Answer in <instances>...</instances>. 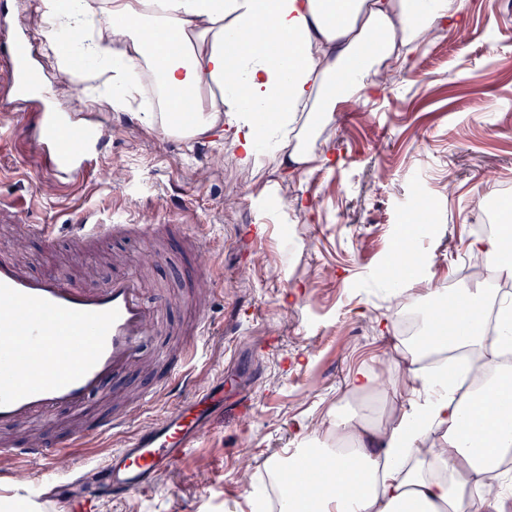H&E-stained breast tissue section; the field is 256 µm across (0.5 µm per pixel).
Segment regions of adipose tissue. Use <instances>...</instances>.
Here are the masks:
<instances>
[{"label":"adipose tissue","mask_w":512,"mask_h":512,"mask_svg":"<svg viewBox=\"0 0 512 512\" xmlns=\"http://www.w3.org/2000/svg\"><path fill=\"white\" fill-rule=\"evenodd\" d=\"M41 37L57 48V65L79 76L115 60L113 107L139 69L156 73L160 109L146 113L153 130L199 140L230 133L242 173L263 162L277 167L331 165L308 146L314 121L334 122L339 104L369 97L384 61H403L439 31L465 23L462 0H38ZM279 43L259 37L256 24ZM236 42V56L225 50ZM224 88L207 107L181 116L182 98ZM280 101L266 120L267 102ZM488 289L451 293L450 310L426 315L419 350L396 337L393 360L402 382L392 389L393 413L383 424L367 411L331 417L306 428L309 445L287 462L272 458L280 486L278 512H512L500 458L512 452V366L486 356L482 381L467 394L423 358L482 351Z\"/></svg>","instance_id":"1"}]
</instances>
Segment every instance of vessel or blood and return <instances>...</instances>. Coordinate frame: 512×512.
<instances>
[{"mask_svg":"<svg viewBox=\"0 0 512 512\" xmlns=\"http://www.w3.org/2000/svg\"><path fill=\"white\" fill-rule=\"evenodd\" d=\"M11 48L9 84L24 95L39 82L31 62L27 33L0 31V45ZM71 153L53 151L55 168L76 173L91 165L96 139L83 127L70 132ZM140 225L91 224L79 219L67 237L75 255L115 234L140 232ZM161 302H149L136 276L113 279L102 288L78 287L71 278L37 276L22 261L0 255V433L39 422L44 437L0 440V459L36 475L60 474V462L93 442L123 436L105 464L72 473L77 490L55 495L54 512H100L104 499L123 500L154 489L205 434L211 417L224 410L223 385L199 386L190 377L194 350L168 366L165 383L149 388L145 399L178 394L157 422L137 424L139 408L86 417L89 399L107 392L127 374L157 336ZM78 416L79 424L50 436L59 413Z\"/></svg>","mask_w":512,"mask_h":512,"instance_id":"obj_1","label":"vessel or blood"}]
</instances>
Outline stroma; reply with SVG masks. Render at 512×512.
Listing matches in <instances>:
<instances>
[{
	"label": "stroma",
	"mask_w": 512,
	"mask_h": 512,
	"mask_svg": "<svg viewBox=\"0 0 512 512\" xmlns=\"http://www.w3.org/2000/svg\"><path fill=\"white\" fill-rule=\"evenodd\" d=\"M471 39L437 33L408 54L397 81L378 95L352 99L349 111L318 139L332 168L308 173L265 167L255 180L238 172L228 136L199 141L148 128L143 113L114 108L108 89L79 84L56 65V51L38 42L40 87L55 113L100 128L109 143L80 176H58L34 145L35 108L12 102L0 83V195L26 206L20 219L0 220V243L24 244L37 274L64 272L80 286L101 288L141 270L150 296H173L160 341L183 345L198 318L212 328L198 337L193 369L202 384L215 368L251 384L246 422L218 416L197 448L162 475L147 497L106 502L101 512H249L248 494L277 498L268 459L299 444L303 428L333 410L356 408L348 381L360 369L377 383L368 394L374 419L387 420L385 389L397 372L381 322L397 325L398 294L418 309L427 288L468 284L456 257L469 253L473 219L488 201L512 200V0H463ZM118 167L124 176L108 180ZM437 205L435 230L418 241L427 282L404 275L390 287L380 269L397 251L416 184ZM285 200L301 195L294 225L257 210L262 187ZM91 223L181 224L212 251L214 296L207 308L183 301L187 243L161 233V258L140 264L146 239L119 236L74 260L65 244L26 236L27 224H64L76 214ZM265 227L261 239L248 228Z\"/></svg>",
	"instance_id": "35a3bbf8"
}]
</instances>
